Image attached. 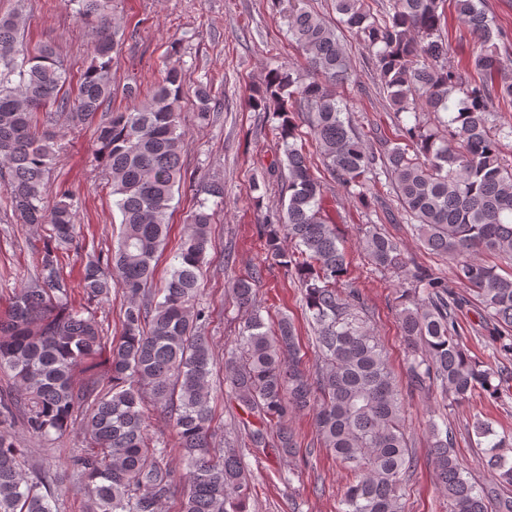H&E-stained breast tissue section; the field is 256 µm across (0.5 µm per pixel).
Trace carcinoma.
Masks as SVG:
<instances>
[{"instance_id":"cac0c4a2","label":"carcinoma","mask_w":512,"mask_h":512,"mask_svg":"<svg viewBox=\"0 0 512 512\" xmlns=\"http://www.w3.org/2000/svg\"><path fill=\"white\" fill-rule=\"evenodd\" d=\"M284 24L305 57L309 80L295 81L283 67L269 71L257 102L273 108L285 160L277 167L281 207L265 214L261 232L270 256L302 289L314 331L318 362L302 365L294 323L286 316L270 327L256 304L263 268L228 283L243 313L240 336L224 350V382L248 415L214 444L210 380L214 360L202 326L208 308L198 301L202 266L212 246L208 198H224V183L211 181L189 219L164 286L151 288L169 225L175 193L185 184L181 126L183 68L164 61L161 82L142 101L108 111L119 40L112 0H67L97 30L76 92L55 47L30 48L22 12L0 16V180L11 188L5 209L23 224L51 226L37 249V273L0 314V372L14 390L0 396V424L22 418L41 441L64 436L82 412L93 447L59 449L54 472L33 467L28 449L0 433V512H54L53 482L82 485L89 512H162L169 500L180 512H248L249 445L266 442L263 426H278L272 447L291 456L297 441L292 414H313L317 441L349 472L337 512H404L401 489L414 459L404 428V398L384 346L369 324L368 308L349 282V261L326 208V186L313 173L295 116H301L329 176L359 203L367 182L389 179L407 221L423 245L453 260L456 282L479 301L480 326L491 348L512 354V274L481 258L512 256V167L504 159L512 124L497 123L495 104L512 103V76L496 79L506 61L505 32L488 17L483 0H450L475 38L470 65L476 83L448 64L442 36L445 0H387L372 13L367 0H334L339 23L372 55L380 90L395 107L399 134L372 143L352 124L336 85L349 65L336 26L287 0ZM197 118L214 119L213 83L196 89ZM439 115L448 135L426 128L420 113ZM74 125L100 119L97 149L121 231L106 261L88 258L79 286L91 301L121 290L126 307L120 335L108 338L98 322L71 302L74 286L58 251L77 238L73 193L62 188L46 202L57 117ZM288 241L286 249L282 241ZM360 242L375 268L408 282L399 295V329L407 350V379L422 390L433 384L448 406L477 394L499 399L512 386V371L492 370L473 359L457 330L463 302L448 299V281L411 269L400 244L377 225L360 228ZM109 354L111 383L73 382L74 371ZM172 425L185 472L173 470L166 443L149 437L146 405ZM256 423H251V420ZM484 460L495 477L477 482L462 466L448 421L428 412L429 456L439 493L450 512H512V440L489 424H473Z\"/></svg>"}]
</instances>
